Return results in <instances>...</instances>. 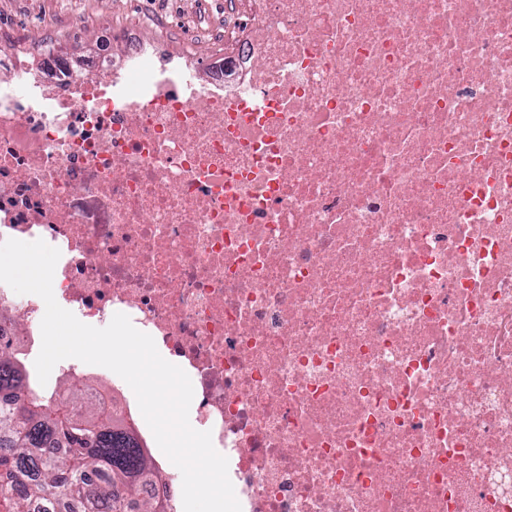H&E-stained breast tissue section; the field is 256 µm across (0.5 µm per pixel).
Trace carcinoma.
<instances>
[{
	"instance_id": "obj_1",
	"label": "carcinoma",
	"mask_w": 512,
	"mask_h": 512,
	"mask_svg": "<svg viewBox=\"0 0 512 512\" xmlns=\"http://www.w3.org/2000/svg\"><path fill=\"white\" fill-rule=\"evenodd\" d=\"M33 384L0 354V499L10 512H50L58 497L81 512H130L128 494L159 478L132 424L116 413L90 414L56 391L14 403L16 390ZM92 470L101 474L97 485L89 483Z\"/></svg>"
}]
</instances>
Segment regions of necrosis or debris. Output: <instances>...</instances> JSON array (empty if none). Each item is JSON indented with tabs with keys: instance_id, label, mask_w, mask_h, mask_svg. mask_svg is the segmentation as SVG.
<instances>
[{
	"instance_id": "necrosis-or-debris-1",
	"label": "necrosis or debris",
	"mask_w": 512,
	"mask_h": 512,
	"mask_svg": "<svg viewBox=\"0 0 512 512\" xmlns=\"http://www.w3.org/2000/svg\"><path fill=\"white\" fill-rule=\"evenodd\" d=\"M10 238L187 373L242 512H512V0H224L80 63L0 29Z\"/></svg>"
}]
</instances>
